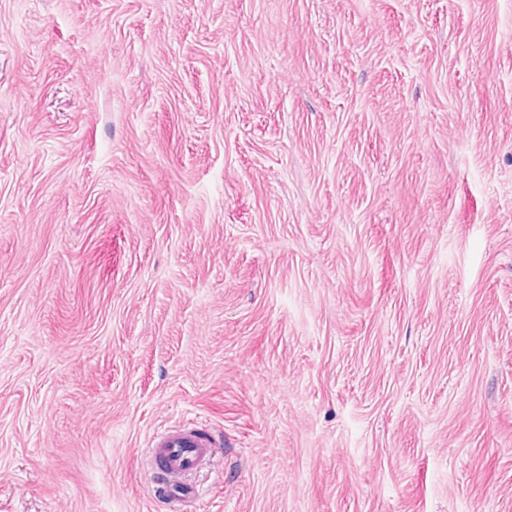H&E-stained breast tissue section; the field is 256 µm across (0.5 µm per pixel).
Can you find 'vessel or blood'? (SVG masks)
<instances>
[{
  "label": "vessel or blood",
  "instance_id": "b4317fda",
  "mask_svg": "<svg viewBox=\"0 0 512 512\" xmlns=\"http://www.w3.org/2000/svg\"><path fill=\"white\" fill-rule=\"evenodd\" d=\"M150 456L158 488L182 502L197 494L192 477L215 458L216 450L207 432L189 424L157 433L150 444Z\"/></svg>",
  "mask_w": 512,
  "mask_h": 512
}]
</instances>
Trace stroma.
<instances>
[{
    "instance_id": "obj_1",
    "label": "stroma",
    "mask_w": 512,
    "mask_h": 512,
    "mask_svg": "<svg viewBox=\"0 0 512 512\" xmlns=\"http://www.w3.org/2000/svg\"><path fill=\"white\" fill-rule=\"evenodd\" d=\"M0 512H512V0H0ZM149 448L155 483L176 502L197 494L191 476L216 457L214 442L195 424L162 430L153 437Z\"/></svg>"
}]
</instances>
